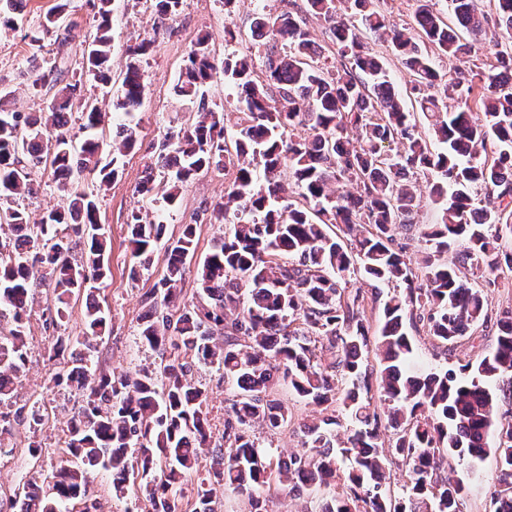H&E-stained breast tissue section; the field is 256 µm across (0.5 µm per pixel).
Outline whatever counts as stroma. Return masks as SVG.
<instances>
[{"mask_svg":"<svg viewBox=\"0 0 512 512\" xmlns=\"http://www.w3.org/2000/svg\"><path fill=\"white\" fill-rule=\"evenodd\" d=\"M55 0H26L23 10L15 17L14 29H0V91L12 93L19 111L29 112L40 102L51 99V91L34 92L29 61L32 54L53 58L56 47L53 36H43L40 43H32L29 33ZM302 6L303 0H236L233 10H226L222 0H183L179 13L162 28H155L154 13L147 0L128 5L116 0L112 42V75L120 77L128 62L127 49L141 40H151L147 55L140 59L146 91L143 104L136 113L139 123L136 147L121 159V173L98 196L99 218L112 242L110 265L112 274L97 284V299L109 312L112 322L109 335L98 345L99 362L103 368L115 371H137L155 368L159 362L156 353L139 340V317L143 311L142 299L162 276L166 260L163 249H156L147 270L135 279L129 278L131 249L127 241L126 224L133 209L142 207L141 198L134 189L144 171L154 161L157 146L168 128L184 123L189 111L173 94L180 69L196 39L203 34L210 37V48L216 57L231 53H247L253 48L251 26L257 12L279 14L288 5ZM89 0H71L69 18L73 27L69 35L68 64L71 71H81L83 53L92 40L96 23ZM228 178L214 171L199 175L183 190L174 210L159 212L170 235H179L183 225L195 223L194 218L203 203L224 195ZM36 302L31 317L28 337L30 352L26 371L16 386L17 403H25L36 394H44L49 422L37 427L21 425L14 431V440L0 446V457L11 459V466L0 468V493L10 494L18 483L28 480L31 463L25 442L35 438L41 442L44 453L42 465L51 469L59 464L60 454L54 453L64 423L70 414L74 399L68 392L45 389L44 383L54 366L45 356V349L55 334L48 328L42 314L46 307L48 288L36 286ZM415 357L411 370L425 374L441 367H455L459 362L477 359L494 347V327L481 328L476 334L463 338L453 350L446 348L426 332L413 334ZM196 384L208 393L209 419L212 436L221 439L224 433V409L236 391L226 383L221 370L214 365L195 367ZM456 476L468 479L472 492L463 512H489L487 490L496 476L493 458L478 465L461 461L455 463Z\"/></svg>","mask_w":512,"mask_h":512,"instance_id":"stroma-1","label":"stroma"}]
</instances>
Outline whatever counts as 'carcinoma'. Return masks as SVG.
<instances>
[{
	"mask_svg": "<svg viewBox=\"0 0 512 512\" xmlns=\"http://www.w3.org/2000/svg\"><path fill=\"white\" fill-rule=\"evenodd\" d=\"M90 2L96 34L79 77L62 61L47 66L34 57L32 89L50 87L51 100L20 112L0 94V199L34 195L33 175L42 168L63 197L41 215L0 212V404L11 401L26 366L34 285H52L47 311L57 328L86 295L83 334L56 336L47 348L57 365L52 387L76 398L63 430L67 459L40 474L36 487L15 493L10 512H103L93 486L99 472L111 476L113 498H135L141 512H218L220 488L247 500L248 512H263L264 492L274 484L298 499L340 485L314 512H461L468 487L444 476V465L488 455L497 466L490 512H512V423L498 421V401L512 398V309L492 312L487 292L462 271L466 263L489 275L512 272L504 244L512 238V0H494L492 17L478 0H448L452 35L433 0H417L410 28L391 24L375 0H305L304 12L329 24L334 71L287 10L257 13L255 56L221 60L207 37L198 38L174 89L190 117L165 133L135 193L155 202L159 172L169 210L196 176L225 170L232 175L226 200L201 211L224 233L195 264L197 288L186 299L196 225H182L172 238L149 213L131 212L130 277L147 269L157 248L166 255L139 330L159 364L119 376L95 365L92 340L110 319L91 283L109 272L111 240L99 225L98 193L82 189L79 175L95 171L107 186L119 174V155L135 147L133 116L145 94L139 57L151 41L130 48L118 98L128 120L112 127V160L101 166L103 142L90 137L75 147L68 131L73 110L84 128L102 125L105 114L83 93V81L112 80L114 0ZM150 2L159 28L182 0ZM21 3L0 0V28L14 27ZM345 4L357 23L343 17ZM67 6L58 0L40 21L61 47L71 28ZM365 32L390 42L401 58L428 133L419 131ZM429 46L476 63L445 81ZM220 73L243 107L229 140L224 113L205 90ZM297 128L307 135L286 137ZM421 179L437 207L435 224L419 221ZM398 229L425 245L421 279L394 248ZM80 244L87 258L77 261L72 252ZM282 255L288 262H279ZM366 287L383 301L378 406L363 364ZM490 321L496 344L488 355L424 376L409 370L415 348L408 331L424 330L451 347ZM201 364L217 365L237 389L225 411L224 443L215 446L208 393L193 381ZM274 367L293 394L323 407L320 418L298 424L302 449L289 453L261 446L255 434L292 422L275 397ZM338 403L348 419L343 431ZM45 411L36 400L11 416L0 412V435L12 420L42 424ZM390 464L404 469L398 495L390 492Z\"/></svg>",
	"mask_w": 512,
	"mask_h": 512,
	"instance_id": "carcinoma-1",
	"label": "carcinoma"
}]
</instances>
